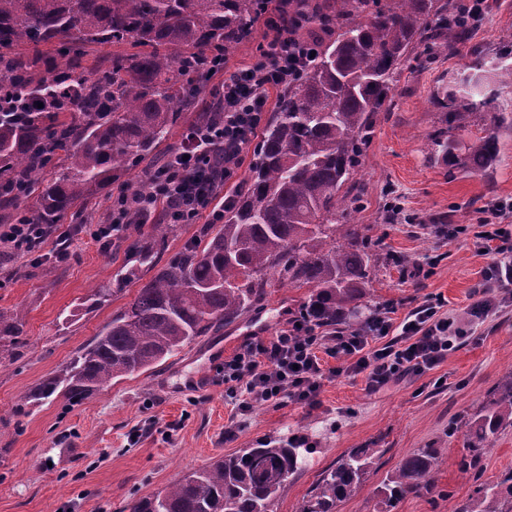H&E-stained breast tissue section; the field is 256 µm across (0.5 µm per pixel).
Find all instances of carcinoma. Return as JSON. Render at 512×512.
Masks as SVG:
<instances>
[{"label": "carcinoma", "mask_w": 512, "mask_h": 512, "mask_svg": "<svg viewBox=\"0 0 512 512\" xmlns=\"http://www.w3.org/2000/svg\"><path fill=\"white\" fill-rule=\"evenodd\" d=\"M267 0H0V224H80L85 205L112 191L168 138L183 107L205 92L229 48L252 34ZM288 23L316 51L288 82L278 112L254 148L247 178L224 209L164 265L157 248L173 224L127 237L123 279L141 286L60 373L30 398L61 390L83 398L145 372L185 344L242 316L277 284L310 290L301 312L319 325L351 324L374 262L371 240L352 223L361 196L351 180L374 116L394 77L427 39V54L465 41L463 0H294ZM495 87L468 78L448 90V137H435L451 167L484 172L500 155L498 131L512 114L490 106L512 90V50L499 54ZM43 107H38V104ZM484 110L485 133L468 141V119ZM150 278H145V274ZM22 333L0 312V347ZM512 426V375L465 422L463 471L479 464ZM443 455L421 448L383 484L384 512L430 491ZM306 460L299 445L266 439L190 471L129 512H272ZM371 464L355 448L328 469L295 512H336ZM509 485V495L499 485ZM460 512H512V472L475 486Z\"/></svg>", "instance_id": "cac0c4a2"}]
</instances>
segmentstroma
<instances>
[{
    "mask_svg": "<svg viewBox=\"0 0 512 512\" xmlns=\"http://www.w3.org/2000/svg\"><path fill=\"white\" fill-rule=\"evenodd\" d=\"M509 47L512 0H494L469 40L396 75L392 100L376 113L353 176L364 194L354 221L376 242L379 257L362 314L390 303L399 322L435 295L444 298L445 312L457 315L473 303L488 259L470 237L443 239L435 227L476 223L487 201H512V133L503 135L500 156L484 174L448 169L432 140L448 128L446 93L472 72L474 50L490 61ZM396 203L404 215L394 219L389 207ZM69 251L61 262L15 258L0 280V311L23 321L12 351L0 355V512H128L132 499L155 496L186 472L258 440L292 436L307 438V464L289 478L274 512H295L321 474L355 448L372 449L373 462L336 512H382L383 481L418 448L446 451L433 475L436 489L405 496L393 512H458L471 494L472 480L459 471L468 453L463 418L512 373V306L478 324L469 341L420 379L372 395L362 379L333 381L325 384L319 408L255 406L228 439L224 431L235 408L210 349L223 345L229 357L247 340L275 336L298 313L308 289H267L234 323L81 400L57 393L34 402L35 386L64 369L138 290L137 283L116 281L124 264L119 246L101 249L84 231L73 236ZM401 259L430 261V277L402 279ZM103 285L118 291L86 311L85 301ZM442 376L447 384L440 387ZM510 471L512 426L484 456L481 480L495 484Z\"/></svg>",
    "mask_w": 512,
    "mask_h": 512,
    "instance_id": "stroma-1",
    "label": "stroma"
}]
</instances>
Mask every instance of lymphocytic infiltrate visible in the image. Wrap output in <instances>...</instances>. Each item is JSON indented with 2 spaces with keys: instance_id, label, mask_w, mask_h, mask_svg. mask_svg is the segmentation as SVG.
Masks as SVG:
<instances>
[{
  "instance_id": "lymphocytic-infiltrate-1",
  "label": "lymphocytic infiltrate",
  "mask_w": 512,
  "mask_h": 512,
  "mask_svg": "<svg viewBox=\"0 0 512 512\" xmlns=\"http://www.w3.org/2000/svg\"><path fill=\"white\" fill-rule=\"evenodd\" d=\"M287 9L286 0H280L265 12L266 32L251 63L225 76L220 124L190 127L184 152L150 170L149 192L138 194L125 187L113 195L107 217L89 229L101 247H112L132 225L153 216L166 224H194L202 218L223 223L230 199L225 189L235 183L242 153L266 120L271 92L297 76L306 59L308 37L288 27L283 19ZM485 211L477 228L452 224L444 230L450 238L471 235L478 253L489 259L466 318L444 313L443 300L433 297L398 324L388 306L327 333L309 319L296 317L276 336L245 342L225 359L224 394L237 415L287 401L315 409L325 383L339 378H362L366 391L377 393L444 363L469 339L476 321L512 303V225L500 221L512 212V203L491 201ZM62 236V231L49 232L41 224L0 225V247L8 244L22 254L35 241L48 245V258H59L62 252L55 243ZM329 357L337 359V366H326Z\"/></svg>"
}]
</instances>
